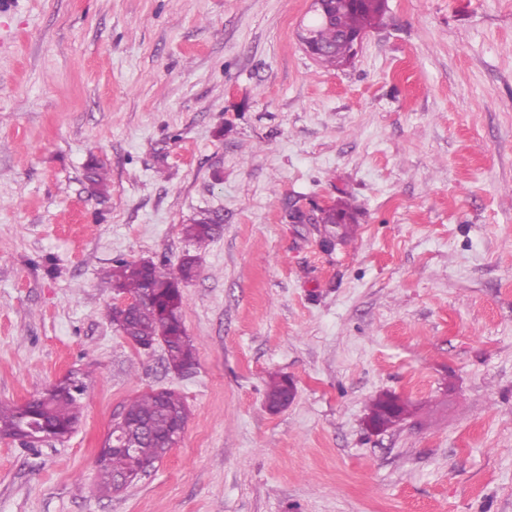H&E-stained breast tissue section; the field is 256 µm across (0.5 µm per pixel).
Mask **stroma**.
<instances>
[{
  "label": "stroma",
  "mask_w": 512,
  "mask_h": 512,
  "mask_svg": "<svg viewBox=\"0 0 512 512\" xmlns=\"http://www.w3.org/2000/svg\"><path fill=\"white\" fill-rule=\"evenodd\" d=\"M309 6L0 11V402L93 373L67 439L0 436V512H512V0H387L337 70L298 42ZM340 201L334 246L287 219ZM202 212L222 229L181 288L178 375L112 325L103 273L177 265ZM162 389L177 447L102 495L113 415ZM385 393L412 413L374 434ZM293 382L286 376H271L266 386L265 401L269 406L288 403V390H293Z\"/></svg>",
  "instance_id": "stroma-1"
}]
</instances>
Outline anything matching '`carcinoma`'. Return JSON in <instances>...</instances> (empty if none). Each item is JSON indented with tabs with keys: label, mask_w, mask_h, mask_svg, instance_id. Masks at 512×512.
Returning a JSON list of instances; mask_svg holds the SVG:
<instances>
[{
	"label": "carcinoma",
	"mask_w": 512,
	"mask_h": 512,
	"mask_svg": "<svg viewBox=\"0 0 512 512\" xmlns=\"http://www.w3.org/2000/svg\"><path fill=\"white\" fill-rule=\"evenodd\" d=\"M386 0H340L336 3V20L326 22L312 18L314 40L320 53L315 60L325 69H339L352 60L351 38L363 35L382 17ZM315 223L326 224L328 237L335 239L348 235L347 225L357 223L356 208L348 203L323 208ZM217 225L203 215L186 225L188 241L203 246L216 235ZM197 269V257L187 255L177 267L153 264L149 267L123 259L113 261L111 278L113 288L132 299L140 298L146 289H151L152 301L146 307H112V324L132 345L139 347L158 339L165 343L166 361L170 368H182L196 363V346L187 335L183 322L184 301L179 284ZM88 375L69 373L52 384L28 407L0 403V436L12 437L26 417L43 426L55 440L62 441L76 428L81 409L88 397ZM294 394L288 393V377L272 376L266 386L265 401L274 406L288 402ZM129 418L149 420V433L142 442L141 455L134 456L120 451L100 449L104 460L96 464L98 488L112 492L117 480L140 476L143 462L158 460L169 449L161 443L171 437L177 427L178 418L188 417L189 411L183 398L171 390L144 393L124 406ZM369 416L379 417L393 426L404 419V414L392 415L385 411L383 397L373 400Z\"/></svg>",
	"instance_id": "cac0c4a2"
}]
</instances>
